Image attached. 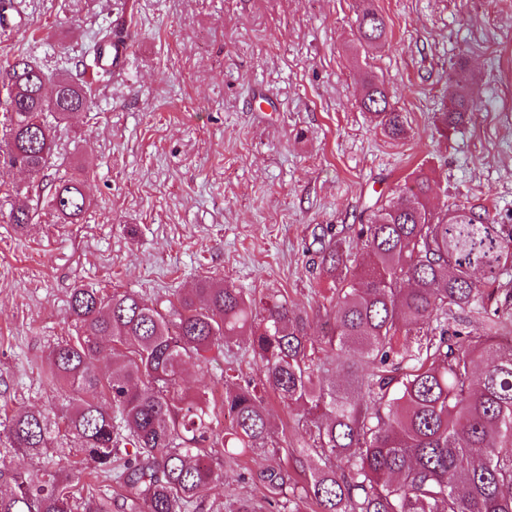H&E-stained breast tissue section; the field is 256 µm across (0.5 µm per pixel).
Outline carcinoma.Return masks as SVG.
I'll return each instance as SVG.
<instances>
[{
	"label": "carcinoma",
	"mask_w": 512,
	"mask_h": 512,
	"mask_svg": "<svg viewBox=\"0 0 512 512\" xmlns=\"http://www.w3.org/2000/svg\"><path fill=\"white\" fill-rule=\"evenodd\" d=\"M357 40L387 41L385 18L373 0H360ZM103 34L80 61L96 80L103 67ZM0 161L37 175L49 164L53 131L89 108L91 86L61 75L49 79L31 60L0 66ZM475 88L458 86L452 108L439 113L438 130H458L472 117ZM361 107L383 136L398 140L406 120L371 78ZM424 170L398 190V199L370 209L353 229L372 263L361 265L346 240L319 239L323 276L335 286L319 342L302 315L274 297L259 300L242 289L202 280L165 306L127 291L75 288L69 311L73 339L48 356L51 379L69 392L55 421L22 411L4 425L14 455L0 462V512H74L84 487L45 471L35 474L24 456L53 444L64 425L103 471L115 473L128 512H202L205 492L220 474L199 450L224 441L241 455L273 444L269 410L257 386L225 375L224 412L217 423L202 397L175 399L181 367L220 344L248 337L261 385L286 406L303 408L298 424L308 436L293 471L304 474L305 498L316 512H512V228L466 207L430 202ZM60 219H78L86 196L77 179H63L47 200ZM35 208L14 201L9 220L22 228ZM479 331L450 325L466 316ZM112 340L113 365L97 371ZM341 377L329 383L324 366ZM261 480L274 512H301L288 498V470L269 467ZM224 512H257L234 497Z\"/></svg>",
	"instance_id": "obj_1"
}]
</instances>
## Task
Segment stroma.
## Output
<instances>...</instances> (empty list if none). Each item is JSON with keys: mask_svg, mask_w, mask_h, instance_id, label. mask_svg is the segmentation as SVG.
Here are the masks:
<instances>
[{"mask_svg": "<svg viewBox=\"0 0 512 512\" xmlns=\"http://www.w3.org/2000/svg\"><path fill=\"white\" fill-rule=\"evenodd\" d=\"M388 41L355 36L356 0H0V62L34 61L46 77H79L95 35L122 30L121 73L97 87L91 109L54 125L50 166L38 177L0 164V422L13 411L60 410L63 389L47 356L73 336L72 288L132 292L164 301L200 280L261 298H285L321 336L331 293L320 274L322 227L360 224L364 209L428 172L431 199L512 225V0H374ZM465 61L476 87L473 120L441 137L434 123ZM384 83L404 112L392 141L360 106L365 76ZM84 175L89 205L62 223L42 209L20 229L16 190L40 194ZM257 378L243 347L191 360L179 395H206L220 424L224 375ZM275 445L234 458L207 451L224 476L204 512L228 493L263 501L260 473L292 466L306 436L301 412L270 392ZM94 489L107 485L72 435L28 453Z\"/></svg>", "mask_w": 512, "mask_h": 512, "instance_id": "obj_1", "label": "stroma"}]
</instances>
